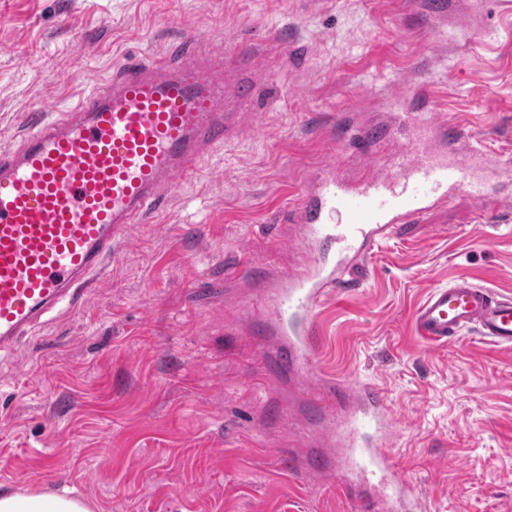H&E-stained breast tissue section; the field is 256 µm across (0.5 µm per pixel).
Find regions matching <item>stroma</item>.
Segmentation results:
<instances>
[{"label": "stroma", "mask_w": 512, "mask_h": 512, "mask_svg": "<svg viewBox=\"0 0 512 512\" xmlns=\"http://www.w3.org/2000/svg\"><path fill=\"white\" fill-rule=\"evenodd\" d=\"M417 0H0V148L34 112H59L124 56L245 49L257 108L144 223L64 312L0 352V489L70 491L94 512H369L341 489L336 450L308 416L324 378L375 383L391 450L424 512H512V349L467 330L417 336L430 289L459 277L512 295V209L494 222L459 194L398 225L368 277L315 311L316 371L281 373L246 260L304 259L285 222L325 166L378 169L321 132L324 114L377 112L373 85L405 96L421 60L444 113H468L490 159L512 153V7L455 0L432 39Z\"/></svg>", "instance_id": "35a3bbf8"}]
</instances>
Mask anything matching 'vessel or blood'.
<instances>
[{
  "label": "vessel or blood",
  "mask_w": 512,
  "mask_h": 512,
  "mask_svg": "<svg viewBox=\"0 0 512 512\" xmlns=\"http://www.w3.org/2000/svg\"><path fill=\"white\" fill-rule=\"evenodd\" d=\"M204 39L189 34L176 65L155 56L126 59L66 111L34 115L20 145L0 150V350L34 335L60 306L75 307L117 258L130 226L236 138L239 111L253 106L250 64L236 47L220 59L196 52ZM414 96L419 108L386 124H355L340 112L327 118L356 150L384 149L380 169L349 180L336 166L323 168L290 213L303 228L305 261L277 274L251 263L241 270L271 289L264 326L280 339L281 366L314 371L315 309L357 286L367 256L397 225L421 220L463 192L487 213L512 203L489 194L491 182L512 177V164L493 162L458 115L439 117L429 85ZM413 323L433 345L472 329L512 347V297L460 277L431 289ZM323 386L350 399L321 423L364 478L365 503L375 512H419L390 450L393 422L381 388L328 379Z\"/></svg>",
  "instance_id": "1"
}]
</instances>
